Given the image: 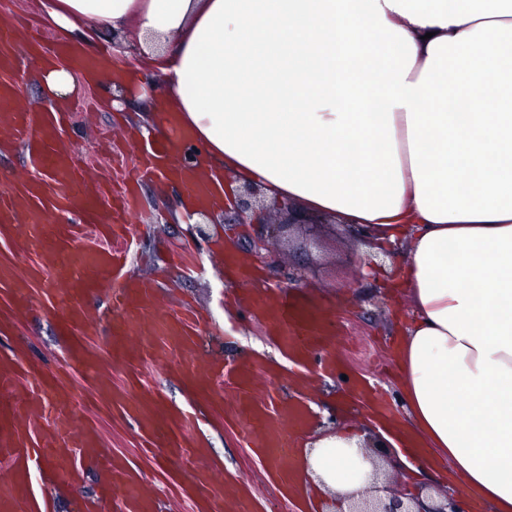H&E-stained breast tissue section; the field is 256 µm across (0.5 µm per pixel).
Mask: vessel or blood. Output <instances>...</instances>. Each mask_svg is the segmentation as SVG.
I'll return each instance as SVG.
<instances>
[{
	"instance_id": "1",
	"label": "vessel or blood",
	"mask_w": 512,
	"mask_h": 512,
	"mask_svg": "<svg viewBox=\"0 0 512 512\" xmlns=\"http://www.w3.org/2000/svg\"><path fill=\"white\" fill-rule=\"evenodd\" d=\"M20 33L16 26L0 28L1 71L13 65L12 48ZM63 118L60 112L23 109L13 84L0 82V133L26 145L37 171L36 176L18 179L14 192L0 196V236L12 238L21 250L35 255L25 267L0 265V286L9 289L16 312L24 315L34 306V282L52 280L51 296L68 303L64 324L76 330L85 326L86 300L111 291L117 310L123 313L109 329L113 356L122 365L160 362L190 351L196 344L199 316L190 310L159 314L153 288L125 279L124 256L117 243L132 211L131 200L125 193L114 202L101 192H88L81 159L51 139ZM169 155L170 148L164 143L138 148L140 174L168 172ZM64 205L78 211L79 221L49 225L50 210ZM81 236L87 237L89 244L79 251L74 242ZM257 307L262 315L273 317L274 328L293 358H304L310 346L320 341L314 315L299 308L295 298L261 301ZM69 361L93 371L98 398L134 420L142 448L152 452L167 447L182 454L178 477L196 493L202 512H218L214 472L203 466L206 451L189 439L193 417L165 411L156 399L137 397L131 388L113 385L111 375L99 370L82 342L71 345ZM267 373L258 359L233 368L209 363L191 364L182 370L187 385L199 393H209L217 380L230 387L249 447L261 449L284 481L291 473L294 435L304 415L296 404L253 399L254 381ZM21 381L26 384L24 393L0 404V467L10 474L8 481L0 483V512H51L48 502L31 489L30 464L42 458L54 461L74 480L80 475L75 461L79 453L97 460L103 489L118 503L119 512H156L153 499L135 482L128 465L103 454L99 431L92 426L73 428L72 392L53 384L35 368L25 367L19 357H0V390L12 391Z\"/></svg>"
}]
</instances>
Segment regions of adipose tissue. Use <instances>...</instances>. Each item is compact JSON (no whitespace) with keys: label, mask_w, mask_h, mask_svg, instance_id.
Masks as SVG:
<instances>
[{"label":"adipose tissue","mask_w":512,"mask_h":512,"mask_svg":"<svg viewBox=\"0 0 512 512\" xmlns=\"http://www.w3.org/2000/svg\"><path fill=\"white\" fill-rule=\"evenodd\" d=\"M114 71L135 31L160 73L156 126L200 150L185 171L261 185L269 199L408 243L412 312L399 351L405 434L322 432L296 471L344 498L363 446L426 444L465 496L512 512V0H41Z\"/></svg>","instance_id":"1"}]
</instances>
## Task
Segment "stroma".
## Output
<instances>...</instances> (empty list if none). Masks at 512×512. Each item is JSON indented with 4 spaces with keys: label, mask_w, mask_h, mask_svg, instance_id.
<instances>
[{
    "label": "stroma",
    "mask_w": 512,
    "mask_h": 512,
    "mask_svg": "<svg viewBox=\"0 0 512 512\" xmlns=\"http://www.w3.org/2000/svg\"><path fill=\"white\" fill-rule=\"evenodd\" d=\"M13 53L16 67L9 78L18 89L21 106L51 110L57 101L36 77L34 54L25 53L19 46L14 47ZM108 95L107 85L86 84L77 94L66 97L74 120L61 126L56 144L87 158L91 167L89 182L108 180L117 187L135 151L123 144L120 156L108 162L98 155V145L108 136L116 140L137 136L141 126L150 124L152 109L149 98L139 96L123 97L115 108L108 103ZM186 194L183 185L165 178L155 175L144 180L135 190L125 241L129 276L152 280L159 304L173 309L186 300L203 313L198 346L194 354L186 355V362L234 363L246 356L261 355L272 372L270 383H258L257 395H264L271 385L287 400L317 404L319 410L311 414L307 428L313 435L343 425L365 427V410L358 390L359 382L365 379L382 389L388 421L404 422L405 412L398 398L400 373L395 366L409 312L389 286L401 270L403 245L392 246L386 254L364 239L324 224L314 229L318 247L305 251L279 236L272 239L268 257L259 258L250 252L248 242L262 225L279 222V209L261 204L257 219L246 224L228 209L219 224L204 225L197 233L189 231L180 217ZM220 235L233 243L241 261L259 270L267 285L264 299L271 301L289 294L302 300L324 321L328 338L307 359L291 358L271 333L266 318L250 305L235 304L237 292L250 291L252 284L241 279L228 281L223 264L214 258L213 245ZM231 307L235 308V315L226 316V309ZM87 311L89 321L81 341L100 366L111 372L118 386H126L129 376L137 375L144 390L166 407L199 415L192 436L207 448V461L214 465L219 477L222 512H236L239 501L247 505L249 512H299L296 494L276 482L265 459L245 446L237 424L227 417L225 408L216 407L211 398L189 390L178 365L147 364L131 371L114 362L106 297L91 300ZM65 312V303L57 300L12 320L8 326H0V356L18 355L69 387L76 398L77 424L90 423L98 428L104 448L123 459L138 475L141 488L156 497L157 512H191L189 499L170 478L173 463L161 454L153 458L142 456L133 420L96 405L91 372L67 365L72 334L63 327ZM329 353L338 358V369L324 374L317 361ZM366 454L381 482L387 485H408L417 497L441 499L459 493L458 475L450 465L436 471L424 465L415 473L396 465L394 455L373 448L367 449ZM32 478L34 490L49 495L54 512H117L112 498L102 494L93 459L83 460L81 479L76 484L46 461L33 468Z\"/></svg>",
    "instance_id": "obj_1"
}]
</instances>
